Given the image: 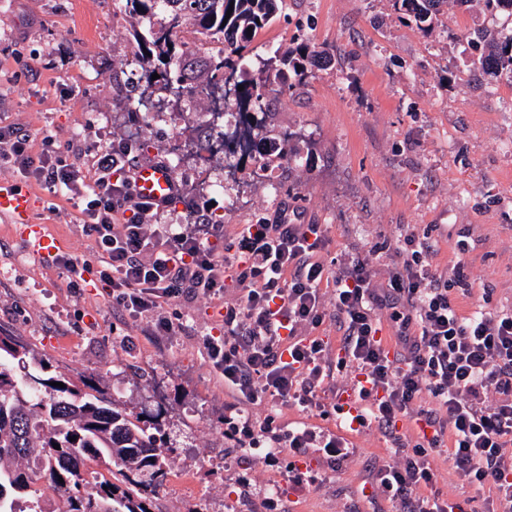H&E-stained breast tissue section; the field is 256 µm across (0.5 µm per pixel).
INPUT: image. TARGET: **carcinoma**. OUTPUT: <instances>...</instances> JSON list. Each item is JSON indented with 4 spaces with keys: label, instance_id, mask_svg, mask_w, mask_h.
I'll list each match as a JSON object with an SVG mask.
<instances>
[{
    "label": "carcinoma",
    "instance_id": "cac0c4a2",
    "mask_svg": "<svg viewBox=\"0 0 512 512\" xmlns=\"http://www.w3.org/2000/svg\"><path fill=\"white\" fill-rule=\"evenodd\" d=\"M482 2L496 15L512 19V0H452L468 10ZM400 18L428 33L440 22L447 0H391ZM124 11L146 24L135 38L136 55L148 68L143 89L178 88L190 103L214 87L226 70H242L253 36L280 16L283 0H118ZM482 50L474 69L512 81V34L475 32ZM204 55L207 77L193 76L188 60ZM273 79L281 90L293 87L328 63L324 53L303 39L274 53ZM159 78L154 80L152 75ZM266 77L243 80L237 107L262 111ZM45 361L6 333L0 335V512H150L147 486L163 483L172 443L159 414L135 412L119 404L99 376L77 381L46 375ZM61 382L64 387L56 386ZM60 445L55 449L54 445ZM95 465L117 477L88 485L86 468ZM58 494L47 502L39 486Z\"/></svg>",
    "mask_w": 512,
    "mask_h": 512
}]
</instances>
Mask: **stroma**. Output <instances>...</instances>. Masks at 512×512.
<instances>
[{
  "instance_id": "1",
  "label": "stroma",
  "mask_w": 512,
  "mask_h": 512,
  "mask_svg": "<svg viewBox=\"0 0 512 512\" xmlns=\"http://www.w3.org/2000/svg\"><path fill=\"white\" fill-rule=\"evenodd\" d=\"M446 19L459 23L457 38L422 33L389 0H284L280 18L259 34L264 57L303 34L332 59L267 106V137L297 130L299 161L272 162L279 190L270 199L251 162L228 179L182 153L184 194L162 222H194L200 208L223 217L228 235L264 221L320 224L331 258L385 242L389 251L374 262L381 283L397 260L393 244L428 232L438 241L440 267L465 265L470 288L452 293L460 314L512 309V82L491 85L472 74L468 37L489 25L509 35L512 24L452 6ZM133 25L114 0H0V126L26 127L35 152L47 135L81 138L75 162L90 180L94 145L130 130L142 142L135 162L160 160L169 126L127 110L141 72ZM216 180L223 194L210 191ZM1 183L30 194V220L57 239L59 252L96 260L72 200L7 170ZM461 242L466 251H458ZM177 313L180 332L159 336L149 319L113 308L99 281L73 292L51 260L35 256L16 225L0 217V327L53 373H95L128 408L162 409L176 450L155 512H398L372 486L369 462L395 459L373 428L356 431L344 457L315 450L301 459L307 482L289 478L290 458L276 452L271 435L238 464L241 450L226 433L233 400L202 347L204 336L222 332L217 308L195 301ZM431 467L434 483L422 495L438 493L462 512H491V492L469 487L447 448L434 453Z\"/></svg>"
}]
</instances>
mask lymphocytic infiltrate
I'll return each mask as SVG.
<instances>
[{
    "mask_svg": "<svg viewBox=\"0 0 512 512\" xmlns=\"http://www.w3.org/2000/svg\"><path fill=\"white\" fill-rule=\"evenodd\" d=\"M30 133L0 126V164L71 196L82 232L97 248L99 279L113 307L150 318L157 335H176V302L223 303L222 338L204 342L214 369L242 406L315 405L333 372L356 371L350 391L359 412L352 421L375 428L400 447L398 424L415 419L419 439L401 460L376 467L374 483L401 512H455L449 502L421 496L434 474L428 458L452 441L450 459L471 486H491L496 512H512V311L464 316L452 298L466 278L463 264L446 275L433 265L435 244L410 233L400 240L398 264L377 284L370 256L325 261L318 224H243L232 239L224 227L197 217L192 224L159 223L161 207L135 197L132 145L113 139L96 153V177L86 180L68 161L69 147L44 137L32 153ZM332 281V296L322 284ZM237 296L224 298L227 287ZM400 327L389 351L379 313ZM334 316L336 351L304 329ZM432 407H421L422 396ZM284 453L319 448L332 458L346 447L310 428L280 440Z\"/></svg>",
    "mask_w": 512,
    "mask_h": 512,
    "instance_id": "lymphocytic-infiltrate-1",
    "label": "lymphocytic infiltrate"
}]
</instances>
